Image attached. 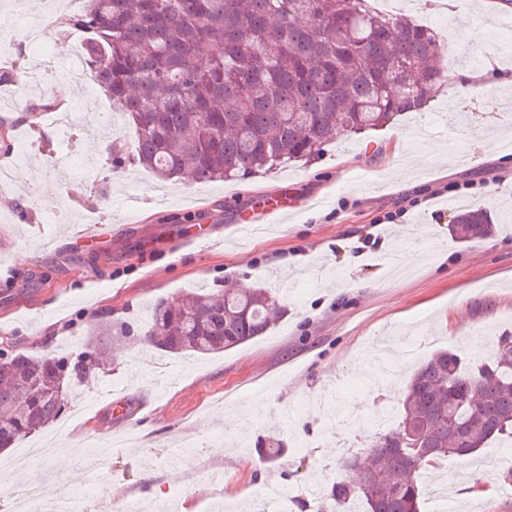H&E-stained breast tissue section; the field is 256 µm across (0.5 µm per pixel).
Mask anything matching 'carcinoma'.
Segmentation results:
<instances>
[{
  "mask_svg": "<svg viewBox=\"0 0 512 512\" xmlns=\"http://www.w3.org/2000/svg\"><path fill=\"white\" fill-rule=\"evenodd\" d=\"M368 0H87L68 27L111 107L135 131L112 165L195 183L271 171L318 155L341 133L375 130L413 112L447 82L437 32L367 6ZM424 81L414 80L415 73ZM484 209L455 216L466 242L489 232ZM280 305L262 288L160 300L144 339L170 354L220 353L263 335ZM93 370L80 356L0 348V451L57 421L71 396L60 382ZM512 435V340L493 356L440 350L407 381L397 424L346 461L361 474L330 489L332 509L421 512L418 474L466 459Z\"/></svg>",
  "mask_w": 512,
  "mask_h": 512,
  "instance_id": "carcinoma-1",
  "label": "carcinoma"
}]
</instances>
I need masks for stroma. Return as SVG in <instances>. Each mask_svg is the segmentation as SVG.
Segmentation results:
<instances>
[{
    "instance_id": "35a3bbf8",
    "label": "stroma",
    "mask_w": 512,
    "mask_h": 512,
    "mask_svg": "<svg viewBox=\"0 0 512 512\" xmlns=\"http://www.w3.org/2000/svg\"><path fill=\"white\" fill-rule=\"evenodd\" d=\"M77 10L72 0H0V70L20 68L17 81L0 83V127L14 142L11 155L0 154L11 171L0 182V347L58 357L92 340L116 350L74 387L63 416L60 446L83 469L82 483L58 477L53 454L34 464L37 483L48 500L94 491L92 512H109L115 497L151 508L175 493L182 512L215 503L249 512L254 489L274 481L289 492L288 512H301V502L347 477L346 457L367 450L376 433L328 431L339 409L370 416L377 382L360 367L373 342L390 347L397 395L416 364L406 355L409 337L426 355L452 345L485 357L498 336L512 335V114L497 109L512 97V0H457L450 15L391 0L392 13L440 36L480 31L445 56L457 90L437 94L425 111L329 142L310 162L207 184L162 182L137 167L111 175L105 157H89L97 131L86 117L110 103L93 79L70 78L78 35L59 21ZM31 17L41 22L37 44L25 25ZM65 85L68 125L46 112L25 117L21 103ZM464 180L477 188L443 193ZM276 193L299 203L286 223L238 237L241 217ZM416 194L427 201L404 223H378ZM463 204L487 209L491 235L452 237ZM92 223L104 227L102 245L78 246L77 232ZM201 228L211 243L190 241ZM405 236L411 274L394 278L376 259ZM217 283L266 288L283 314L265 335L208 356L121 341L124 324L147 329L156 301ZM116 400L119 415L110 409ZM236 418L250 424L244 437L228 428ZM186 437L195 448L173 459ZM273 437L288 450L271 464L255 445ZM503 446L512 439L467 462L445 459L437 479L421 477V512H434L436 485L486 482L512 468V458H492Z\"/></svg>"
}]
</instances>
